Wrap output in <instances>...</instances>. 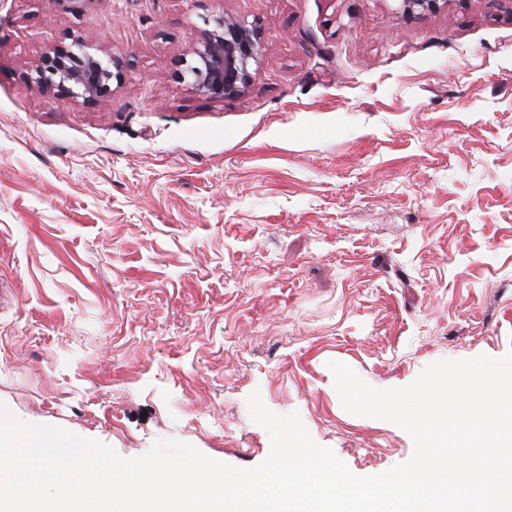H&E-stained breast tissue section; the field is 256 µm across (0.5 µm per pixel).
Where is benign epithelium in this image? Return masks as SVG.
Segmentation results:
<instances>
[{"label": "benign epithelium", "mask_w": 512, "mask_h": 512, "mask_svg": "<svg viewBox=\"0 0 512 512\" xmlns=\"http://www.w3.org/2000/svg\"><path fill=\"white\" fill-rule=\"evenodd\" d=\"M403 13L421 18L439 8V0H400ZM204 28L187 56L180 59L181 80L189 90L213 100L243 94L252 67L263 61L264 47L256 28L222 14L202 18ZM44 52L31 79L44 90H56L95 104L120 81L125 60L114 53L97 54L82 36Z\"/></svg>", "instance_id": "obj_1"}]
</instances>
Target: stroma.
Returning a JSON list of instances; mask_svg holds the SVG:
<instances>
[{
  "label": "stroma",
  "instance_id": "35a3bbf8",
  "mask_svg": "<svg viewBox=\"0 0 512 512\" xmlns=\"http://www.w3.org/2000/svg\"><path fill=\"white\" fill-rule=\"evenodd\" d=\"M257 28L244 94L186 89L203 17ZM78 34L120 54L95 104L29 81ZM512 352V9L446 0H0V402L124 458L159 440L251 468L246 399L352 473L407 461L348 413Z\"/></svg>",
  "mask_w": 512,
  "mask_h": 512
}]
</instances>
